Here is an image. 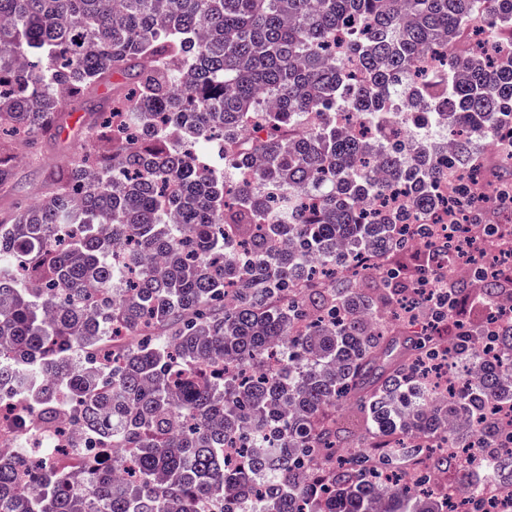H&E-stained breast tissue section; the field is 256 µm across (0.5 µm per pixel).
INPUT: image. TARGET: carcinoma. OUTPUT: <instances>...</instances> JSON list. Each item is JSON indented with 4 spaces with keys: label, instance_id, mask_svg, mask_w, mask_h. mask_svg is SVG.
<instances>
[{
    "label": "carcinoma",
    "instance_id": "carcinoma-1",
    "mask_svg": "<svg viewBox=\"0 0 512 512\" xmlns=\"http://www.w3.org/2000/svg\"><path fill=\"white\" fill-rule=\"evenodd\" d=\"M115 75L133 90L95 158L0 224V398L23 433L71 426L0 452V512H458L403 480L421 453L484 512L487 480L512 485V322L444 362L467 286L424 302L380 257L420 241L431 267L435 217L485 223L470 180L512 136V0H0V131L46 134ZM397 101L451 150L411 155ZM499 291L474 289L488 313Z\"/></svg>",
    "mask_w": 512,
    "mask_h": 512
}]
</instances>
